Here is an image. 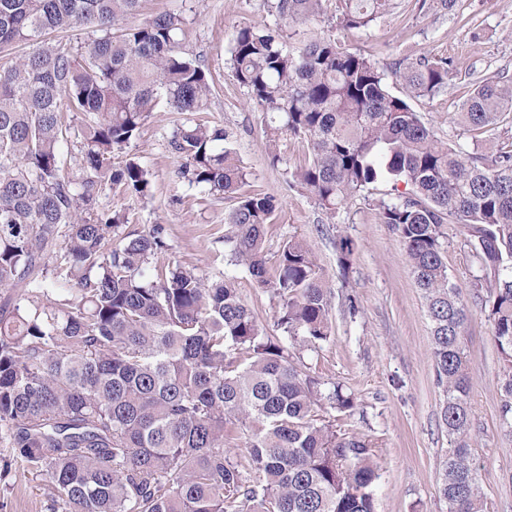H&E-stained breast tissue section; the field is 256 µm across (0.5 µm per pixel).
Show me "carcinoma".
Segmentation results:
<instances>
[{
  "label": "carcinoma",
  "instance_id": "cac0c4a2",
  "mask_svg": "<svg viewBox=\"0 0 512 512\" xmlns=\"http://www.w3.org/2000/svg\"><path fill=\"white\" fill-rule=\"evenodd\" d=\"M143 0H0V444L54 486L56 512H375L379 475L367 438L319 414L349 413L343 385L324 382L291 349L332 336L329 295L310 247L285 242L275 271L265 250L272 197L243 194L247 173L209 111L212 77L180 51L184 11L125 24ZM327 0H268L278 23L241 26L230 72L270 115L272 164L281 137L302 139L293 179L331 218L377 182L431 324L448 458L438 494L448 512H484L471 443V375L464 332L471 308L448 274V225L483 275L472 284L505 367L501 418L512 428V148L456 149L413 111L448 87L452 61L384 67L301 25ZM338 25L364 30L391 0H338ZM85 30L64 40L55 32ZM394 76L403 94L387 84ZM189 114L168 141L180 177L236 200L224 217L234 265L278 298L270 336L231 279L180 264L161 225L120 231L125 216L97 209L110 184L145 198L148 171L112 158L153 108ZM85 116L77 130L64 113ZM512 113V76L477 78L459 122L472 132ZM77 152L78 172L67 157ZM342 275L352 241H336ZM242 443L258 481L225 451Z\"/></svg>",
  "mask_w": 512,
  "mask_h": 512
}]
</instances>
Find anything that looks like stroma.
Wrapping results in <instances>:
<instances>
[{"label":"stroma","mask_w":512,"mask_h":512,"mask_svg":"<svg viewBox=\"0 0 512 512\" xmlns=\"http://www.w3.org/2000/svg\"><path fill=\"white\" fill-rule=\"evenodd\" d=\"M188 4L180 49L199 60L214 82L209 120L224 126L247 172L244 192L270 195L278 207L266 230L269 261L283 242L299 239L314 252L330 291L332 336L302 361L328 382L345 385L356 398L351 415L337 425L369 439L376 450L379 478L376 512H448L438 495L448 435L440 419L444 394L434 368L430 323L400 238L379 219V202L390 185L358 193L328 217L294 182L292 174L307 155L301 140L284 137L282 163L272 164L263 114L246 88L233 80L229 45L245 24H275L264 0H144L129 25ZM346 46L365 50L381 63L423 57L451 58L448 88L439 97L411 106L442 140L464 149L491 151L512 144V121L474 134L456 113L473 78L512 75V0H459L454 11H420L415 0H394L390 13L368 31L341 34ZM181 114L156 105L138 137L125 149L150 174L145 198L104 186L102 211L124 214L131 230L162 225L168 245L161 264H182L219 280L234 279L260 323L279 335L277 301L247 272L233 265L224 247V216L231 200L202 192L177 175L179 159L168 139ZM349 237L354 261L348 274L338 266L336 241ZM356 311H349V303ZM471 387L472 452L478 466L484 512H512V431L500 419L503 365L480 309H473L464 333ZM11 449L0 447V512H52L51 484L41 475L22 476Z\"/></svg>","instance_id":"obj_1"}]
</instances>
